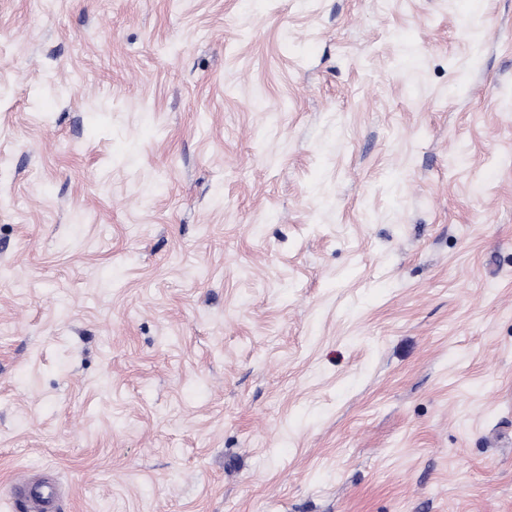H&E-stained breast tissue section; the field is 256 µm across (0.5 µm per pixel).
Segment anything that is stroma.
<instances>
[{"label": "stroma", "instance_id": "35a3bbf8", "mask_svg": "<svg viewBox=\"0 0 512 512\" xmlns=\"http://www.w3.org/2000/svg\"><path fill=\"white\" fill-rule=\"evenodd\" d=\"M512 512V0H0V512ZM13 490L23 512H56V494L50 485L32 483L23 474L15 479Z\"/></svg>", "mask_w": 512, "mask_h": 512}]
</instances>
